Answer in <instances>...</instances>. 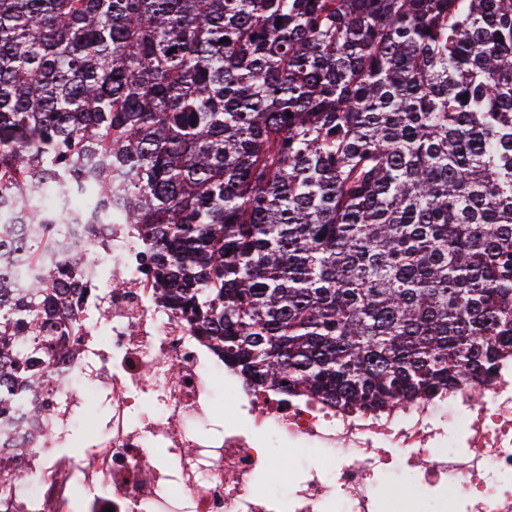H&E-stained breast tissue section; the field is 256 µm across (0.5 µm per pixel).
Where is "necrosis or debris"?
Returning a JSON list of instances; mask_svg holds the SVG:
<instances>
[{
	"label": "necrosis or debris",
	"mask_w": 512,
	"mask_h": 512,
	"mask_svg": "<svg viewBox=\"0 0 512 512\" xmlns=\"http://www.w3.org/2000/svg\"><path fill=\"white\" fill-rule=\"evenodd\" d=\"M147 265L113 225L88 268L84 335L54 360L62 383L49 419L18 410L0 439L33 449L11 512H77V483L78 512H512V348L485 376L385 409L253 389L156 300ZM92 402L107 417L72 452ZM275 446L304 465L280 471Z\"/></svg>",
	"instance_id": "4bbe7bcc"
}]
</instances>
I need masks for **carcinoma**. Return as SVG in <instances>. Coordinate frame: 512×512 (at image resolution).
I'll list each match as a JSON object with an SVG mask.
<instances>
[{
	"label": "carcinoma",
	"instance_id": "1",
	"mask_svg": "<svg viewBox=\"0 0 512 512\" xmlns=\"http://www.w3.org/2000/svg\"><path fill=\"white\" fill-rule=\"evenodd\" d=\"M74 198L89 237L55 255ZM0 202V425L53 390L102 224L253 386L380 409L483 376L512 346V0H0Z\"/></svg>",
	"mask_w": 512,
	"mask_h": 512
}]
</instances>
